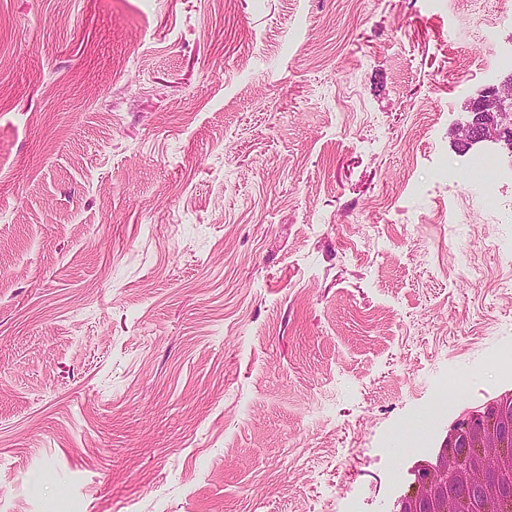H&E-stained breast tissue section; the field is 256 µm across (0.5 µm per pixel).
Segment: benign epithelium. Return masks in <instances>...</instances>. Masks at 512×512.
<instances>
[{
  "instance_id": "1",
  "label": "benign epithelium",
  "mask_w": 512,
  "mask_h": 512,
  "mask_svg": "<svg viewBox=\"0 0 512 512\" xmlns=\"http://www.w3.org/2000/svg\"><path fill=\"white\" fill-rule=\"evenodd\" d=\"M468 113L469 118L461 127L466 143H501L512 152V75L498 85H489L478 91L469 101ZM468 438L481 449L480 458L461 465L445 464L443 469L433 471L429 481L420 487V497L438 494L448 483L450 475L458 483L480 485L488 494H494V486L489 479L490 458L499 444L480 423L469 427Z\"/></svg>"
}]
</instances>
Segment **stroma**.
Listing matches in <instances>:
<instances>
[{
	"label": "stroma",
	"instance_id": "obj_1",
	"mask_svg": "<svg viewBox=\"0 0 512 512\" xmlns=\"http://www.w3.org/2000/svg\"><path fill=\"white\" fill-rule=\"evenodd\" d=\"M493 6L0 0V512H325L512 389ZM507 87L510 92H505ZM468 113L461 127L467 144L502 143L512 154V75L478 91L469 101ZM448 388H451L454 394L468 395L470 383L465 377L453 372L448 373L442 383L432 389L431 403L424 416L437 418L443 414L444 408L448 407Z\"/></svg>",
	"mask_w": 512,
	"mask_h": 512
}]
</instances>
